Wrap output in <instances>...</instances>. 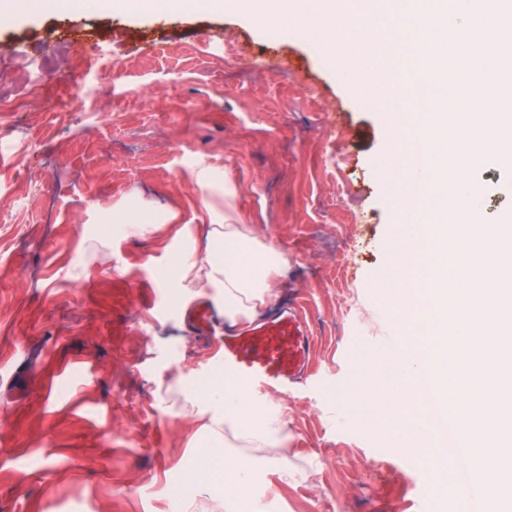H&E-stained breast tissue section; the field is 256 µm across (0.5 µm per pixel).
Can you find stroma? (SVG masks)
<instances>
[{"mask_svg":"<svg viewBox=\"0 0 512 512\" xmlns=\"http://www.w3.org/2000/svg\"><path fill=\"white\" fill-rule=\"evenodd\" d=\"M115 44L103 66L73 47ZM109 92L81 96L74 66ZM323 39L233 9L133 13L101 6L0 20V512H211L188 486L199 423L182 386L214 369L219 336L186 314L199 298L162 273L197 224L201 161L228 170L244 223L288 258L277 304L310 328L312 375L279 401L283 448H234L255 512H462L455 473L425 460L439 439H398L352 416L347 386L405 335L386 288L396 204L377 170L393 139ZM178 224L125 232L130 214Z\"/></svg>","mask_w":512,"mask_h":512,"instance_id":"1","label":"stroma"}]
</instances>
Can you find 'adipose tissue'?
<instances>
[{"label":"adipose tissue","instance_id":"ef3b65f1","mask_svg":"<svg viewBox=\"0 0 512 512\" xmlns=\"http://www.w3.org/2000/svg\"><path fill=\"white\" fill-rule=\"evenodd\" d=\"M214 166L199 164L191 177L202 191L199 219L205 231L203 251L181 254L171 270L180 287L197 295L216 292L224 303L230 325L253 321L274 299L273 279L280 264L271 260L274 242L259 239L253 225L241 223L234 214L215 221L210 193L215 186ZM192 395L209 414L206 440L197 455L192 479L206 486L212 498L223 499L224 512H245L250 500L252 476L233 463L225 447L235 441L248 448H279L288 440V414L279 407L255 403L250 394L225 378L211 375Z\"/></svg>","mask_w":512,"mask_h":512}]
</instances>
